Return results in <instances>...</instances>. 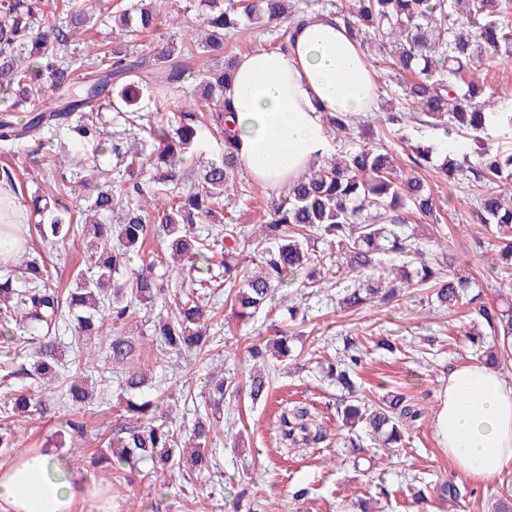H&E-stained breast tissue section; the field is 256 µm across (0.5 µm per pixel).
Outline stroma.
<instances>
[{"instance_id":"obj_1","label":"stroma","mask_w":512,"mask_h":512,"mask_svg":"<svg viewBox=\"0 0 512 512\" xmlns=\"http://www.w3.org/2000/svg\"><path fill=\"white\" fill-rule=\"evenodd\" d=\"M385 143L399 159L417 144L436 154L452 152L458 160L474 149L471 139L455 130L418 125L388 136ZM41 161V156L26 154L20 146L0 147V168L12 170L18 191L26 195L44 185ZM423 176L444 204L439 220L413 221L416 236L426 239L429 253L446 251L457 257L461 274L477 275L478 289L488 306L502 309L512 304V285L487 278L486 265L473 242L481 185L467 180L452 191L441 170L430 168ZM239 180L250 185L251 194L243 198L234 191L225 196L224 215L242 228L240 254L253 258L257 248L251 233L262 224L280 190L253 182L245 171ZM143 250L144 259H133L132 268L152 262L155 273L168 285V303H175L191 285L187 273L170 269L165 241L157 233L149 234ZM306 305V321L292 327L286 326V311L278 299L243 324L225 308L223 296L212 297L206 305L214 314L206 329L209 353L190 361L157 351L150 322L158 306L142 305L118 326V334L133 342L134 357L148 377L140 398L153 400L185 433L195 415L192 402L183 397L184 390L201 391L211 372L226 377L245 375L251 366L246 353L249 338L273 339L288 332V344L299 357L269 361L267 397L256 402L244 394L225 398L215 444L217 467L211 473L194 479L175 470L156 473L147 461L133 469L116 464L108 472L90 465L97 437L111 434L116 424L124 422L127 403L126 393L110 372L104 337L96 342L97 360L87 373L94 400L77 415L87 425L84 435L67 427L68 414L59 391L45 390L38 395L45 411L20 419L13 432L15 445L0 448V461L14 460L28 449L51 451L68 459L88 484H105L112 512H232L236 502L258 512H495L493 504L504 486H512V471L492 484L470 481L449 462L434 426L449 366L478 360L485 344L471 343L457 314L433 310L418 291L396 302L347 312L341 310L335 289L323 288L308 295ZM350 336L364 338L366 345L361 365L352 376L358 395L376 401L392 391L404 392L423 409L422 420L400 447H379L361 427L356 430L360 452H353L344 441L346 432L336 406L346 392L328 377L327 368L344 356V340ZM389 339L395 340L396 351L385 349ZM292 401L307 403L328 430L329 438L321 447L285 450L278 418ZM447 480L457 486L458 497L442 496L440 485ZM417 492L423 500L416 504L412 496Z\"/></svg>"}]
</instances>
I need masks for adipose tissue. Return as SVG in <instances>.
Returning <instances> with one entry per match:
<instances>
[{
	"label": "adipose tissue",
	"mask_w": 512,
	"mask_h": 512,
	"mask_svg": "<svg viewBox=\"0 0 512 512\" xmlns=\"http://www.w3.org/2000/svg\"><path fill=\"white\" fill-rule=\"evenodd\" d=\"M227 95L247 172L259 183L283 185L327 153L323 113L368 111L378 84L345 25L312 12L289 50L271 46L240 56ZM435 424L441 448L472 480L491 483L512 468V383L493 368L476 361L451 365ZM80 503L112 512L66 460L29 451L0 463V512H76Z\"/></svg>",
	"instance_id": "1"
}]
</instances>
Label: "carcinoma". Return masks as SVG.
Here are the masks:
<instances>
[{
    "instance_id": "1",
    "label": "carcinoma",
    "mask_w": 512,
    "mask_h": 512,
    "mask_svg": "<svg viewBox=\"0 0 512 512\" xmlns=\"http://www.w3.org/2000/svg\"><path fill=\"white\" fill-rule=\"evenodd\" d=\"M156 2L113 15L123 41L84 53L80 43L92 18L84 0H70L66 16L58 21L45 15L43 0H0V105L6 111L0 117V143L28 144L39 152L46 145L45 132L65 127L74 140L92 142L97 151L116 158L113 169L99 171L101 183L88 199L82 225L73 223L74 209L65 203L69 192L65 183L55 181L50 191L30 196L29 211L39 216L34 229L47 251L85 232L98 240V246L89 256V271L77 272L65 296L56 290L47 266L36 261L22 272L24 288L14 287L12 274L0 279V327L7 335L12 322L23 318L35 332L31 340L38 341L39 352L31 369L21 367L5 377L24 374L39 386L56 381L66 406L85 407L84 387L75 375L60 371L62 354L51 336L52 326L58 311L67 307L75 316L78 343L85 345L99 335L105 320L118 325L132 317L137 306L163 299L166 288L151 264L131 272L122 284L115 281L138 255L151 221L161 225L172 259L197 273L199 261L224 257L223 281L212 276L196 279L195 291L177 301L176 311L156 316L152 333L159 337L163 351L199 354L203 350L205 309L198 291L224 287V302L245 321L273 300L279 289L291 286L301 271L306 279L299 287L320 288L328 282L338 288L340 307L347 311L375 301L388 303L403 296L405 289L416 288L439 310L466 308L467 325L483 326L495 342L503 331L512 335L509 311L486 305L479 293L469 294L471 278L452 270L445 255L425 259L422 242L406 231L409 216L431 217L437 211L436 198L419 176L432 159V151L422 145L410 147L409 173L374 140L313 163L271 201L266 222L258 227L260 242L267 245L260 268L234 260L230 249L239 240V230L224 223V192L237 188L240 159L226 90L239 54H224L225 41L233 36L244 39L258 30L285 48L306 12L295 0H202L203 22L189 23L173 13L183 40L151 50L153 63L144 70L130 43L157 26ZM511 13L512 0H357L356 10L342 15L341 21L362 45L363 32L370 31L384 66L416 76L401 83L400 106L383 113L379 125L401 129L410 123L448 124L473 137L477 162L446 161L443 174L456 186L468 177L491 185L479 197L477 216L480 223L494 226L489 246L496 256L491 258L490 271L497 280L512 283V151L494 148L482 138L496 127H512V104L479 101V68L499 65L502 52L512 49ZM198 55L211 61L199 73L197 87L202 89L201 99L214 103L210 123L224 139V157L205 162L199 177L185 188L184 153L198 144L203 126V116L188 102L185 90L192 59ZM76 70L83 72L79 81L72 78ZM45 79L63 90L50 109L45 108ZM105 110L116 112L129 129L158 142L157 159L138 149L137 140L126 137L102 148L99 123ZM12 112L26 113L25 121L13 119ZM151 112L171 113V124L154 122ZM323 120L328 133L338 138L360 129V120L344 113L326 112ZM146 164L157 170L147 181L142 179ZM195 224H211L214 233L198 241L191 232ZM312 232L337 243L340 257L313 248ZM270 345L280 357L291 356L287 334ZM270 345H251L249 357L260 359ZM344 348L336 380L351 393L350 371L359 365L362 349L353 338ZM108 349L121 389L139 391L147 376L130 364L133 343L114 336ZM244 389L257 401L268 393L269 379L254 367L241 384L226 378L213 390L217 398L206 406H218L224 396H237ZM37 404L23 389L11 397L16 417L32 412ZM129 410L145 419L116 425L108 443L110 457L132 467L149 460L156 472L187 466L198 475L213 466V456L203 448L216 437L209 414L196 418L185 437L151 400L133 403ZM340 413L343 427L354 430L361 425L380 447L395 448L423 411L413 398L396 393L377 404L351 399ZM278 422L281 440L293 448H313L326 441V431L307 407L284 408Z\"/></svg>"
}]
</instances>
